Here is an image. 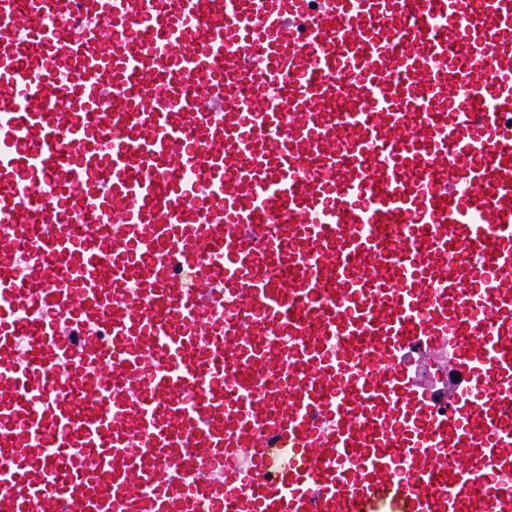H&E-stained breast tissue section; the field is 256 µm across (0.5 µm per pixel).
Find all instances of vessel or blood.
Masks as SVG:
<instances>
[{
    "label": "vessel or blood",
    "instance_id": "1",
    "mask_svg": "<svg viewBox=\"0 0 512 512\" xmlns=\"http://www.w3.org/2000/svg\"><path fill=\"white\" fill-rule=\"evenodd\" d=\"M0 512H512V0H0Z\"/></svg>",
    "mask_w": 512,
    "mask_h": 512
}]
</instances>
